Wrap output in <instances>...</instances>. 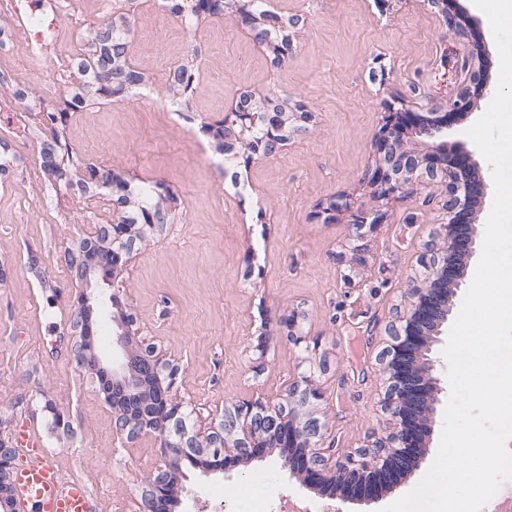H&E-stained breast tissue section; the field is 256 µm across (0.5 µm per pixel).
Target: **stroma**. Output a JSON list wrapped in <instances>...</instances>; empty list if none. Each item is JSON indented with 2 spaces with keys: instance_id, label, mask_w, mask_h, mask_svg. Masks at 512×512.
Masks as SVG:
<instances>
[{
  "instance_id": "stroma-1",
  "label": "stroma",
  "mask_w": 512,
  "mask_h": 512,
  "mask_svg": "<svg viewBox=\"0 0 512 512\" xmlns=\"http://www.w3.org/2000/svg\"><path fill=\"white\" fill-rule=\"evenodd\" d=\"M170 0H123L135 35L129 66L141 82L120 95L85 93L86 103L57 128L29 115L23 130L0 120V434L26 426L53 451L60 469L87 484L92 512H146L143 490L165 459L157 437L117 433L96 375L78 362L81 339L71 331L82 284L68 262L85 236L78 202L104 223L131 215L135 190L155 185L168 220L133 248L112 276L117 305L93 307V354L122 357L114 342L132 317L136 343L153 345L177 368L175 387L187 426L218 423L224 410L285 395L300 373L313 374L315 404L327 456L344 457L388 433L384 351L424 287V262L441 256L436 233L447 223L436 184L387 200L370 184L373 143L387 104L405 112H444L458 92L463 56L481 61L490 84L500 59L486 15L473 0H270L288 21L292 53L274 63L234 6L200 16L185 28ZM0 16V75L16 103L30 86L41 104L63 109L85 78L84 44L55 46L69 57L67 85L47 83L49 62L26 53ZM27 54V53H26ZM196 73L187 95L167 91L178 66ZM153 90L152 100L140 99ZM285 106L305 104L309 118L288 125V143L251 161L225 165L208 126L242 94ZM175 105L187 118L175 128ZM67 142V176L42 171V154ZM120 176L125 194L76 186L85 164ZM126 204H118V197ZM343 196L381 218L356 235L345 214L316 218ZM298 315L307 344H295L285 321ZM52 401L68 429L53 428L42 406ZM420 466L372 502H340L281 467V454L224 472L183 466L172 512H252L259 492L281 502L327 503L336 512H382L409 492L433 463L443 429L435 416ZM221 486L224 498L207 491Z\"/></svg>"
}]
</instances>
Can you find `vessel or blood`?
I'll list each match as a JSON object with an SVG mask.
<instances>
[{
  "label": "vessel or blood",
  "instance_id": "1",
  "mask_svg": "<svg viewBox=\"0 0 512 512\" xmlns=\"http://www.w3.org/2000/svg\"><path fill=\"white\" fill-rule=\"evenodd\" d=\"M18 443L26 462L16 474L15 512H89L88 487L65 477L31 430L21 429Z\"/></svg>",
  "mask_w": 512,
  "mask_h": 512
}]
</instances>
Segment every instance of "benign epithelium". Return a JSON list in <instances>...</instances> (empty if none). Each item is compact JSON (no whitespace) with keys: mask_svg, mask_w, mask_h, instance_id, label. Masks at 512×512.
<instances>
[{"mask_svg":"<svg viewBox=\"0 0 512 512\" xmlns=\"http://www.w3.org/2000/svg\"><path fill=\"white\" fill-rule=\"evenodd\" d=\"M461 70L465 78L456 99L448 112H401L388 107L383 123L374 141L377 165L371 180L378 194L390 199L403 197L414 192V188L428 179L445 186L448 198V223L442 225L445 257L433 260L428 265L431 283L449 282L456 289L461 287L463 272L451 277L457 254L462 252L468 258L476 253V235L473 227H464L469 222L472 204L477 198L487 195V184L480 180L473 182L461 176L458 170L473 167V151L464 147L457 152L448 151V127L453 123L456 112L466 111L474 106L471 101V87H478L484 93L491 92L485 72L480 63L465 57ZM228 115L237 116L227 121L222 128L212 132L227 141L238 138L237 125H253L261 119L270 131L273 141L281 139L289 116L274 107L266 112H247L234 107ZM410 127L419 131L423 140L421 148L412 151L398 149L399 140ZM349 211V223L361 229L374 228L380 216H372L362 210L353 209L350 204L332 201L323 208L326 220H331L340 210ZM137 233H145V227L134 224H95L92 236L85 239L87 247H100L108 251L109 264L101 280L106 283L112 273L123 267L130 255L129 240ZM409 315L404 324L394 330L385 350V371L388 380L386 407L394 421L388 441L372 449H357L342 459L329 462L321 452L323 441L322 425L312 415L304 418L288 413V400L298 398L304 405H311L321 398V392L313 384L312 376L302 375L300 381L288 390L282 401L253 400L224 410L218 426L208 433L194 432L187 428L184 402L174 392L176 372L168 368L163 355L153 346L146 345L126 358L112 362L99 357L90 359L81 355L82 363L95 371L101 381L105 403L113 409L115 426L119 434L127 439L156 435L166 448L169 460L164 468L149 477L145 500L149 512H154L159 500L174 494L179 462L208 461L215 469L246 466L265 457L269 448L263 438H258L266 426L276 434L280 448H300L303 458L283 456V467L303 476L305 483L320 486L325 481L324 471L334 470L345 486L339 489L343 502L371 501L373 497L354 495L349 488L373 482L394 470L396 464L404 461L409 470L419 467L426 438L431 433V423L437 413L441 379L436 375L435 360L429 357L434 345L442 342L443 327L448 324V307L442 306V290L433 288L416 289ZM93 299L86 293L78 297V316L72 324L73 332L82 337L83 344L92 341L89 328L84 320L85 308ZM141 371L154 378L160 388L158 398L150 401L148 415L137 416L120 408L115 397L131 387L129 374ZM16 451L5 446L0 438V512H12L14 492L13 471Z\"/></svg>","mask_w":512,"mask_h":512,"instance_id":"1","label":"benign epithelium"}]
</instances>
